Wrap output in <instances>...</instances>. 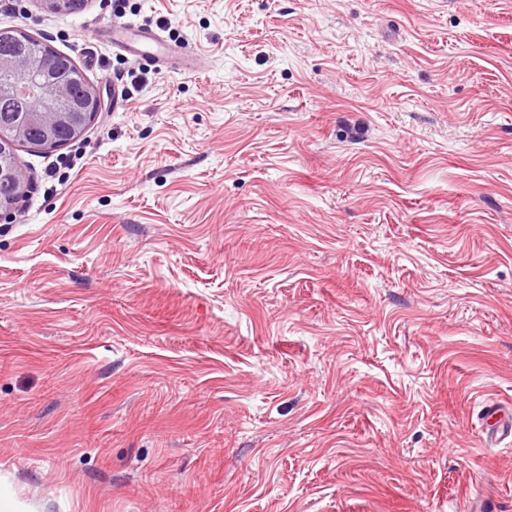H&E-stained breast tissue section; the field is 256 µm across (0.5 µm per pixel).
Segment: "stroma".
<instances>
[{
	"label": "stroma",
	"mask_w": 512,
	"mask_h": 512,
	"mask_svg": "<svg viewBox=\"0 0 512 512\" xmlns=\"http://www.w3.org/2000/svg\"><path fill=\"white\" fill-rule=\"evenodd\" d=\"M0 27L102 102L19 147L0 215V498L512 512L483 414L512 413V0H0ZM112 41L116 46L122 48L134 47L139 55L146 59L167 62L183 58V47L174 44H165L160 41L152 30L144 29L138 31L131 26H113ZM5 29H9V31L13 33L14 39L21 50L28 49L36 57L43 58L45 67L42 70V72L38 74L36 77L37 84L32 86L28 85L27 87L28 95H35L37 93L40 95L41 89L52 84L54 79L56 78L55 59L60 57L68 58L69 56L55 51L52 47L48 46L47 44L35 41L34 39H32L31 37H29L17 28ZM4 177L7 178V180L2 181V193L5 200H2L0 208L3 213L13 210L24 193V176L20 162L18 161L14 170ZM8 198L11 200L10 202H6L8 201Z\"/></svg>",
	"instance_id": "obj_1"
}]
</instances>
